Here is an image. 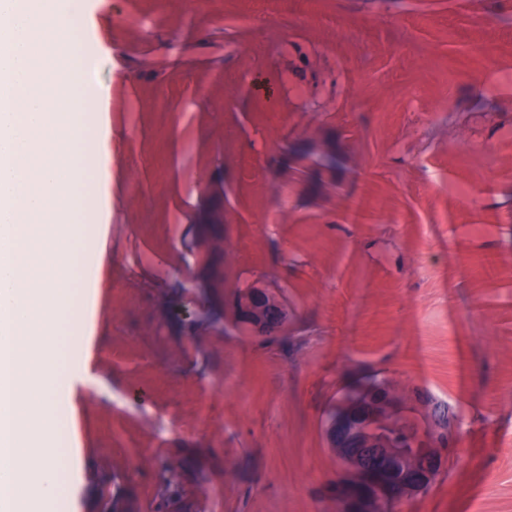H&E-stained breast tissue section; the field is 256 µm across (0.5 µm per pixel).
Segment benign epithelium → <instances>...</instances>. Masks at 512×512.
<instances>
[{"instance_id":"7a95c632","label":"benign epithelium","mask_w":512,"mask_h":512,"mask_svg":"<svg viewBox=\"0 0 512 512\" xmlns=\"http://www.w3.org/2000/svg\"><path fill=\"white\" fill-rule=\"evenodd\" d=\"M234 325L255 336L272 337L284 328L288 312L279 295L253 284L233 295ZM362 378L341 387L339 402L323 423L326 447L336 455L341 474L361 489L348 493L341 483L329 487L336 512H383L391 502L424 492L446 469L456 447V420L449 405L429 392L387 378L368 390ZM411 421L418 443L395 442V431Z\"/></svg>"}]
</instances>
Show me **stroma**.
<instances>
[{"instance_id":"1","label":"stroma","mask_w":512,"mask_h":512,"mask_svg":"<svg viewBox=\"0 0 512 512\" xmlns=\"http://www.w3.org/2000/svg\"><path fill=\"white\" fill-rule=\"evenodd\" d=\"M290 2L66 0L111 129L74 512H335L322 425L371 374L459 425L399 512H512V0ZM254 282L281 337L225 328Z\"/></svg>"}]
</instances>
